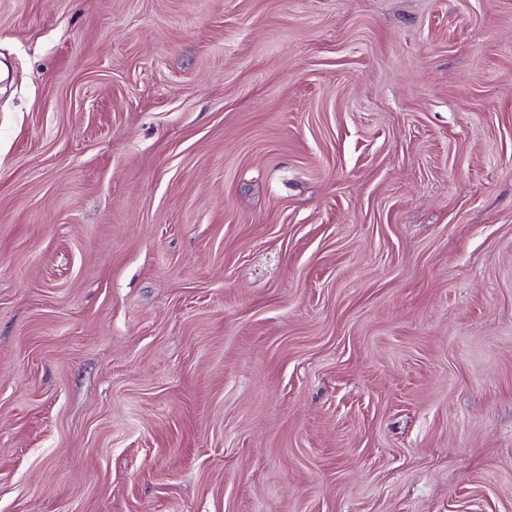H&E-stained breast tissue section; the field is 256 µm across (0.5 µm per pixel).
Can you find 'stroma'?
<instances>
[{"label": "stroma", "instance_id": "stroma-1", "mask_svg": "<svg viewBox=\"0 0 512 512\" xmlns=\"http://www.w3.org/2000/svg\"><path fill=\"white\" fill-rule=\"evenodd\" d=\"M0 512H512V0H0Z\"/></svg>", "mask_w": 512, "mask_h": 512}]
</instances>
